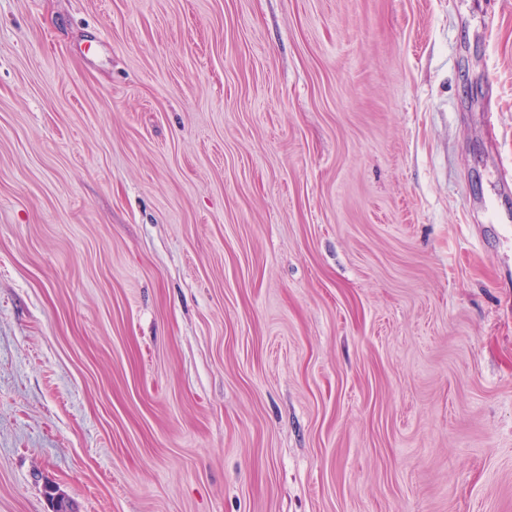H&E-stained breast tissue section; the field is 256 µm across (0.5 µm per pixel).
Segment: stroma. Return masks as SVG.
<instances>
[{
	"label": "stroma",
	"mask_w": 512,
	"mask_h": 512,
	"mask_svg": "<svg viewBox=\"0 0 512 512\" xmlns=\"http://www.w3.org/2000/svg\"><path fill=\"white\" fill-rule=\"evenodd\" d=\"M512 512V0H0V512Z\"/></svg>",
	"instance_id": "stroma-1"
}]
</instances>
